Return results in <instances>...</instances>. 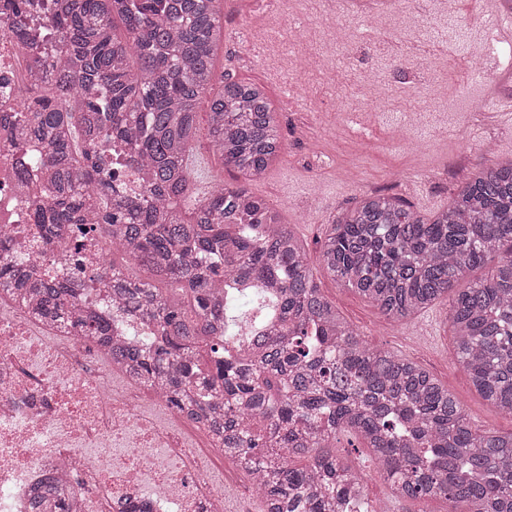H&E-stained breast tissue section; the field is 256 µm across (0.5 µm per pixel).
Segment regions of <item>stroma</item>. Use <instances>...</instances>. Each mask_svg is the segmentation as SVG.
<instances>
[{
    "label": "stroma",
    "instance_id": "stroma-1",
    "mask_svg": "<svg viewBox=\"0 0 512 512\" xmlns=\"http://www.w3.org/2000/svg\"><path fill=\"white\" fill-rule=\"evenodd\" d=\"M416 30L378 29L353 21L354 37L319 67L291 72L297 49L321 52L329 39L328 0H224V42L216 72L264 87L275 111L282 151L263 180L247 190L269 201L309 254L326 298L372 347L419 362L462 402L474 429L512 431V417L491 408L454 360L447 302L395 325L355 290L323 269L320 245L328 224L368 192L396 195L428 216L479 168L512 158V115L495 112V95L512 94V70L488 61L490 78L471 70L487 47L488 17L457 0H411ZM192 176L200 191L236 184L235 172L197 141ZM341 455L359 462L371 500L389 489L371 451L343 444Z\"/></svg>",
    "mask_w": 512,
    "mask_h": 512
}]
</instances>
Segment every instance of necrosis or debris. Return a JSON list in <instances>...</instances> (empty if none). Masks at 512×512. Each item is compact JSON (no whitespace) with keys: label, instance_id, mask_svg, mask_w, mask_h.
I'll return each instance as SVG.
<instances>
[{"label":"necrosis or debris","instance_id":"obj_1","mask_svg":"<svg viewBox=\"0 0 512 512\" xmlns=\"http://www.w3.org/2000/svg\"><path fill=\"white\" fill-rule=\"evenodd\" d=\"M0 78L13 94L0 99V228L14 252L56 271L67 256L39 238L34 216L47 173L16 151L4 115L20 111L30 87L26 60L9 36L0 37ZM102 239L81 245V277L90 303L109 305L102 286L107 264ZM141 404V387L110 364L90 365L80 336L65 334L0 305V512H28L44 479L61 473L81 497L80 512H117L122 502L149 498V512H217L236 487L213 460L212 442L194 443L199 426L178 414V427Z\"/></svg>","mask_w":512,"mask_h":512}]
</instances>
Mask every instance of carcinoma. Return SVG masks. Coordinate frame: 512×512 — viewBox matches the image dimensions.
<instances>
[{
    "label": "carcinoma",
    "mask_w": 512,
    "mask_h": 512,
    "mask_svg": "<svg viewBox=\"0 0 512 512\" xmlns=\"http://www.w3.org/2000/svg\"><path fill=\"white\" fill-rule=\"evenodd\" d=\"M10 2L0 33L22 41L35 86L14 125L42 146L52 172L38 221L56 244L95 227L123 259L108 263L112 305L153 335H114L78 303L81 284L35 277L22 260L0 263V292L92 340L112 365L201 421L266 512H371L356 466L337 452L352 432L373 449L390 499L512 512V432L474 431L423 366L369 347L324 297L307 251L269 202L242 186L201 196L189 181L198 107L217 82L224 0ZM220 84L209 98V147L258 179L281 154L271 102L258 84ZM114 143L143 172L142 193L117 182ZM320 263L389 321L448 300L457 362L483 400L512 416V159L481 168L429 218L400 197L365 195L329 224ZM478 267L487 275L458 287ZM229 284L271 304L242 338L224 334ZM64 498L50 478L29 512H57Z\"/></svg>",
    "instance_id": "cac0c4a2"
}]
</instances>
